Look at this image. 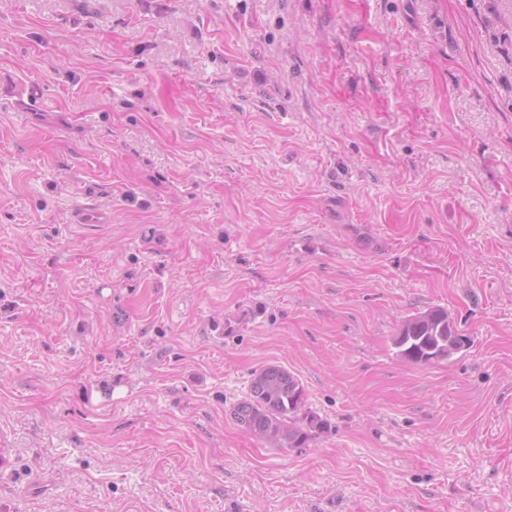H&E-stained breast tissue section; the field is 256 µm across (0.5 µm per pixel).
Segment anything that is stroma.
Wrapping results in <instances>:
<instances>
[{
	"label": "stroma",
	"instance_id": "35a3bbf8",
	"mask_svg": "<svg viewBox=\"0 0 512 512\" xmlns=\"http://www.w3.org/2000/svg\"><path fill=\"white\" fill-rule=\"evenodd\" d=\"M0 512H512V0H0ZM453 319L444 308H433L404 320L393 338L397 354L427 365L449 360L463 345ZM250 393L233 408L234 420L274 448H300L327 429L309 411L302 383L279 365H266L252 374Z\"/></svg>",
	"mask_w": 512,
	"mask_h": 512
}]
</instances>
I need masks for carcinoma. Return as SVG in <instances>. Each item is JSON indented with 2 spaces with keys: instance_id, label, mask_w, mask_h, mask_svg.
I'll list each match as a JSON object with an SVG mask.
<instances>
[{
  "instance_id": "carcinoma-1",
  "label": "carcinoma",
  "mask_w": 512,
  "mask_h": 512,
  "mask_svg": "<svg viewBox=\"0 0 512 512\" xmlns=\"http://www.w3.org/2000/svg\"><path fill=\"white\" fill-rule=\"evenodd\" d=\"M453 319L444 308H433L404 320L393 338L397 354L427 365L450 359L463 345ZM234 420L275 448H301L327 423L308 410L302 383L279 365L253 373L250 393L233 408Z\"/></svg>"
}]
</instances>
